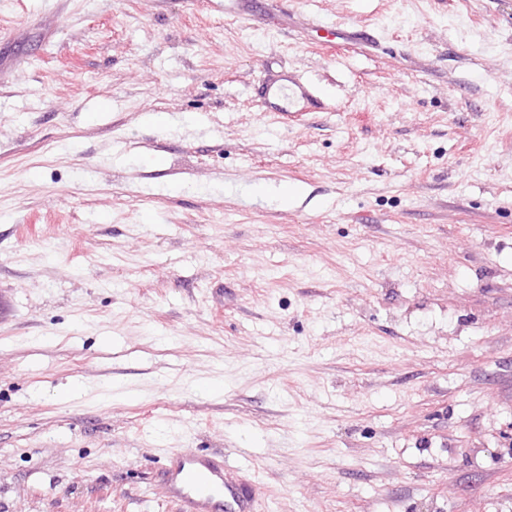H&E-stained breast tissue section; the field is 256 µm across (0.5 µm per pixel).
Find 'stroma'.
<instances>
[{
  "instance_id": "obj_1",
  "label": "stroma",
  "mask_w": 512,
  "mask_h": 512,
  "mask_svg": "<svg viewBox=\"0 0 512 512\" xmlns=\"http://www.w3.org/2000/svg\"><path fill=\"white\" fill-rule=\"evenodd\" d=\"M224 3L0 0V512H512V0ZM262 112L283 119L294 112H320L326 103L316 87L292 76L279 75L265 80L260 88ZM170 499L182 512H251L252 491L224 478V456L175 451L163 465Z\"/></svg>"
}]
</instances>
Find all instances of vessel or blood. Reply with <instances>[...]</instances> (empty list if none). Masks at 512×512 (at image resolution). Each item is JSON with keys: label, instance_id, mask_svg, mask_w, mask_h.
I'll use <instances>...</instances> for the list:
<instances>
[{"label": "vessel or blood", "instance_id": "b4317fda", "mask_svg": "<svg viewBox=\"0 0 512 512\" xmlns=\"http://www.w3.org/2000/svg\"><path fill=\"white\" fill-rule=\"evenodd\" d=\"M259 95L265 116L273 119L319 112L326 106L316 87L286 75L265 80ZM163 470L167 494L182 512H252L251 490L226 482L223 457L176 451Z\"/></svg>", "mask_w": 512, "mask_h": 512}]
</instances>
